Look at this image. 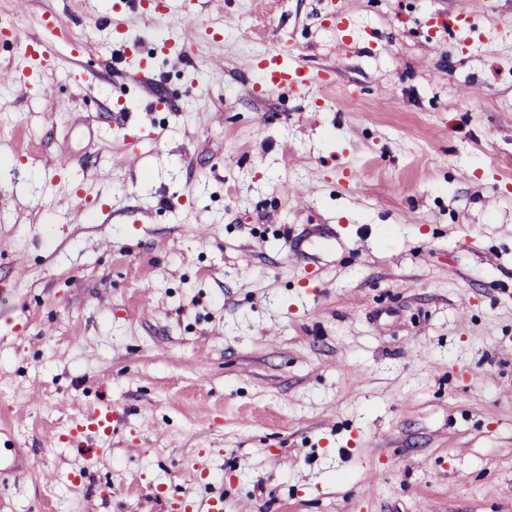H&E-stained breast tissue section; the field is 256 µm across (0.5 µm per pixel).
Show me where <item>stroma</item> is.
Segmentation results:
<instances>
[{
    "mask_svg": "<svg viewBox=\"0 0 512 512\" xmlns=\"http://www.w3.org/2000/svg\"><path fill=\"white\" fill-rule=\"evenodd\" d=\"M492 3L462 48L430 24L458 0L159 21L0 0L86 47L53 44L46 89L0 82V512H512V0ZM276 44L332 72L326 103L254 93ZM319 224L335 243L295 259ZM107 403L112 434L73 451ZM116 421V411L111 406H101L82 414L75 422L71 430V438L74 441L84 438L86 428L96 429L98 432L108 434Z\"/></svg>",
    "mask_w": 512,
    "mask_h": 512,
    "instance_id": "1",
    "label": "stroma"
}]
</instances>
